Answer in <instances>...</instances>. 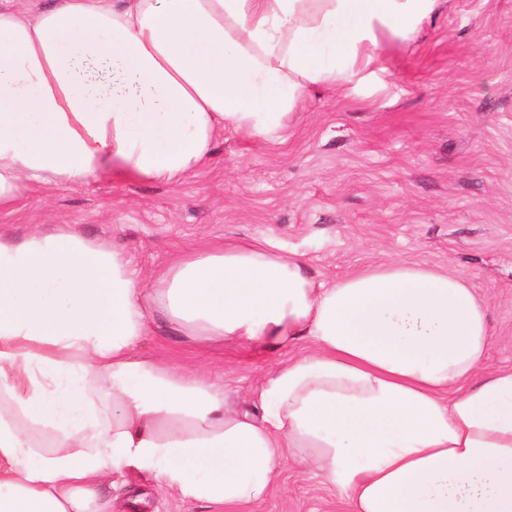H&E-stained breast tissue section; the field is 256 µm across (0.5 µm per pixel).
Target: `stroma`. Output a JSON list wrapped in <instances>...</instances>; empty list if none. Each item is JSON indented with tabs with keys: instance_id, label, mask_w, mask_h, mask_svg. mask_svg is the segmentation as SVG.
<instances>
[{
	"instance_id": "obj_1",
	"label": "stroma",
	"mask_w": 512,
	"mask_h": 512,
	"mask_svg": "<svg viewBox=\"0 0 512 512\" xmlns=\"http://www.w3.org/2000/svg\"><path fill=\"white\" fill-rule=\"evenodd\" d=\"M67 224L121 249L150 278L174 258L227 242L301 260L332 283L383 263L465 276L488 310V368L512 367V0H442L402 39L378 33V61L342 88L310 90L283 139L225 131L210 164L167 183H32L0 231ZM309 338L216 342L156 317L142 357L205 372L227 407L255 408L265 377L312 351ZM123 512H213L135 472L116 477ZM246 512H346L312 467L281 459Z\"/></svg>"
}]
</instances>
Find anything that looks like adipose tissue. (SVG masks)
Returning <instances> with one entry per match:
<instances>
[{
  "label": "adipose tissue",
  "mask_w": 512,
  "mask_h": 512,
  "mask_svg": "<svg viewBox=\"0 0 512 512\" xmlns=\"http://www.w3.org/2000/svg\"><path fill=\"white\" fill-rule=\"evenodd\" d=\"M439 0H0V211L27 183L171 181L225 130L280 138L306 90L349 83L380 30ZM208 340L308 337L259 412L140 358L147 307ZM465 279L387 263L315 282L227 243L148 282L60 226L0 234V512H116L127 470L220 512L263 501L283 456L348 512H512V368L488 370Z\"/></svg>",
  "instance_id": "1"
}]
</instances>
